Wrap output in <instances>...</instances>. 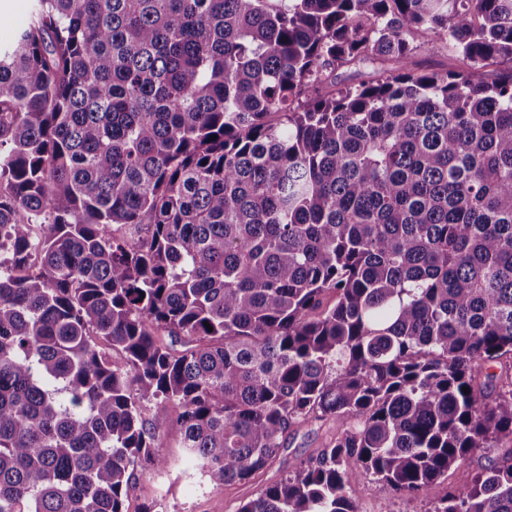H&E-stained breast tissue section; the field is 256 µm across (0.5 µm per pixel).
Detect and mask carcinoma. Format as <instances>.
<instances>
[{"label":"carcinoma","mask_w":512,"mask_h":512,"mask_svg":"<svg viewBox=\"0 0 512 512\" xmlns=\"http://www.w3.org/2000/svg\"><path fill=\"white\" fill-rule=\"evenodd\" d=\"M441 33L462 67L424 72ZM500 61L512 0H36L0 49V512H125L158 400L224 484L336 422L237 512L451 469L430 512H512V455L467 465L512 444ZM373 69L369 65H357L349 68L336 69L330 73L328 82L335 83L336 88L356 86L373 78Z\"/></svg>","instance_id":"1"}]
</instances>
